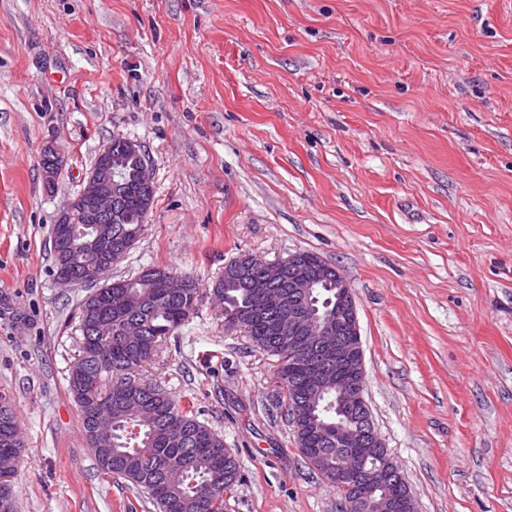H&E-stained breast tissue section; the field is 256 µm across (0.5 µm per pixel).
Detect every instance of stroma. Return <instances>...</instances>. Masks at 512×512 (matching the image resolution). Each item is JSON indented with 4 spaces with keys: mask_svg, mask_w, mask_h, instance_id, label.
Listing matches in <instances>:
<instances>
[{
    "mask_svg": "<svg viewBox=\"0 0 512 512\" xmlns=\"http://www.w3.org/2000/svg\"><path fill=\"white\" fill-rule=\"evenodd\" d=\"M154 182L112 276L211 287L310 251L355 294L373 422L419 512H512V0H0V391L17 512H155L68 390L87 288L52 228L114 136ZM65 160L54 185L45 147ZM234 448L228 512H339L211 301L135 373ZM17 420L10 399L0 395V475L13 476L21 459L17 441Z\"/></svg>",
    "mask_w": 512,
    "mask_h": 512,
    "instance_id": "obj_1",
    "label": "stroma"
}]
</instances>
